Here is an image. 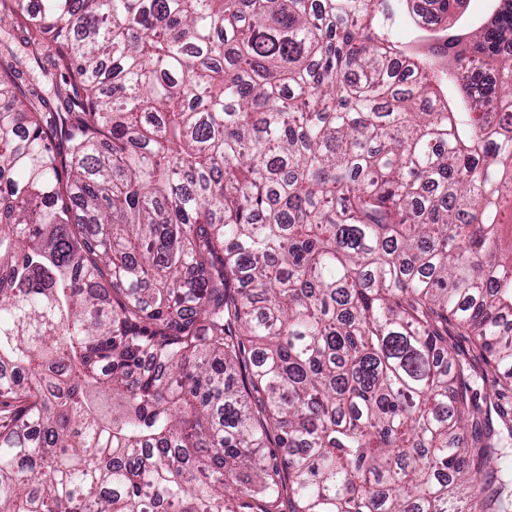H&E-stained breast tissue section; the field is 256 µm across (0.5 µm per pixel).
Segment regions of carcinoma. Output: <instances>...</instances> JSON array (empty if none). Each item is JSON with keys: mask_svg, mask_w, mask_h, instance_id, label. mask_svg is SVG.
I'll return each mask as SVG.
<instances>
[{"mask_svg": "<svg viewBox=\"0 0 512 512\" xmlns=\"http://www.w3.org/2000/svg\"><path fill=\"white\" fill-rule=\"evenodd\" d=\"M485 2L0 0V512H512Z\"/></svg>", "mask_w": 512, "mask_h": 512, "instance_id": "obj_1", "label": "carcinoma"}]
</instances>
